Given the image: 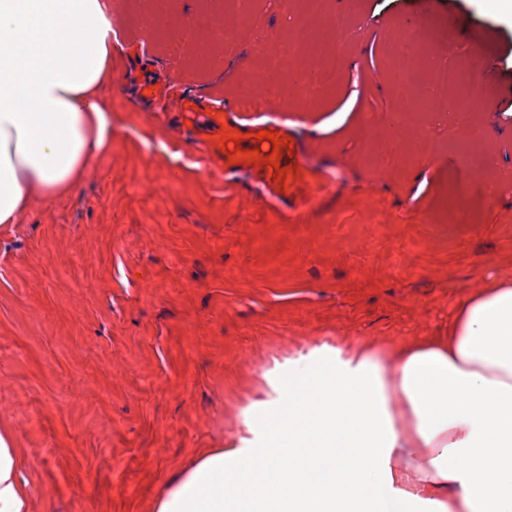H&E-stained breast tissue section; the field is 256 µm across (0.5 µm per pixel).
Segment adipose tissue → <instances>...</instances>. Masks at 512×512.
<instances>
[{"label": "adipose tissue", "instance_id": "obj_1", "mask_svg": "<svg viewBox=\"0 0 512 512\" xmlns=\"http://www.w3.org/2000/svg\"><path fill=\"white\" fill-rule=\"evenodd\" d=\"M112 0H0V225L110 143ZM247 445L203 455L158 512H512V278L444 335L300 359ZM0 436V512H29Z\"/></svg>", "mask_w": 512, "mask_h": 512}]
</instances>
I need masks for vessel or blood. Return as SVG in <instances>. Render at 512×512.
Segmentation results:
<instances>
[{"label": "vessel or blood", "instance_id": "obj_1", "mask_svg": "<svg viewBox=\"0 0 512 512\" xmlns=\"http://www.w3.org/2000/svg\"><path fill=\"white\" fill-rule=\"evenodd\" d=\"M176 107L195 134L204 138L211 158L221 164L225 174H258L269 195L286 207H295L312 188L326 186L332 180L329 172L306 163L303 147L286 140V131L278 118L264 122L263 127L285 139L280 148V165L285 173L279 179L265 163L266 155L273 150L271 141L250 137L249 127L235 120L236 106L227 104L206 112L196 97L188 95L179 98Z\"/></svg>", "mask_w": 512, "mask_h": 512}]
</instances>
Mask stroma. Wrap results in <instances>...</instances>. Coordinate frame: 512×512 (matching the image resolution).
I'll list each match as a JSON object with an SVG mask.
<instances>
[{"label": "stroma", "instance_id": "obj_1", "mask_svg": "<svg viewBox=\"0 0 512 512\" xmlns=\"http://www.w3.org/2000/svg\"><path fill=\"white\" fill-rule=\"evenodd\" d=\"M250 25L213 41L221 0H112V140L74 191L35 197L0 226V434L31 512H157L202 454L250 438L257 404L299 356L363 343L390 351L445 333L476 288L512 277V14L494 0H332L356 36L336 87L282 101L311 165H335L304 221L249 175L225 182L175 112H151L131 80L215 103L263 64L255 33L285 17L246 0ZM431 19L430 51L467 58L494 92L482 167L447 142L446 94L416 115L420 160L373 167L398 111L385 75L402 22ZM469 181V223L449 190Z\"/></svg>", "mask_w": 512, "mask_h": 512}]
</instances>
